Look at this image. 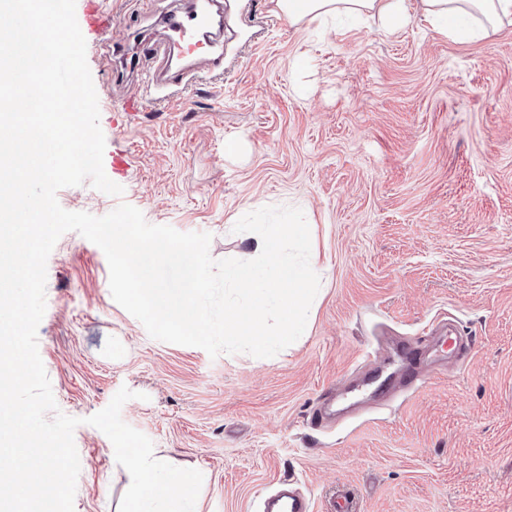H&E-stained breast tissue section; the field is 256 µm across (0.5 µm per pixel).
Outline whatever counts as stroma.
<instances>
[{
	"label": "stroma",
	"instance_id": "35a3bbf8",
	"mask_svg": "<svg viewBox=\"0 0 512 512\" xmlns=\"http://www.w3.org/2000/svg\"><path fill=\"white\" fill-rule=\"evenodd\" d=\"M223 2L222 67L163 87L114 51L173 0H104L112 27L88 31L87 62L124 192L57 200L208 233L216 260L253 259L243 215L300 208L321 262L306 328L271 358L155 340L114 301L103 251L70 231L37 331L59 410L85 419L121 387L145 393L121 417L202 473V512H264L288 482L313 512L344 497L354 512H512V25L459 44L418 11L387 36ZM449 323L469 342L453 360L436 336ZM326 401L361 412L323 428ZM74 441V512H119L130 479L110 440L84 423Z\"/></svg>",
	"mask_w": 512,
	"mask_h": 512
}]
</instances>
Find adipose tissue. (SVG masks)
Instances as JSON below:
<instances>
[{
	"instance_id": "adipose-tissue-1",
	"label": "adipose tissue",
	"mask_w": 512,
	"mask_h": 512,
	"mask_svg": "<svg viewBox=\"0 0 512 512\" xmlns=\"http://www.w3.org/2000/svg\"><path fill=\"white\" fill-rule=\"evenodd\" d=\"M291 23L314 22L334 15L376 21L384 33L405 29L412 6L442 35L460 43L485 37L488 30L512 25V0H272Z\"/></svg>"
}]
</instances>
